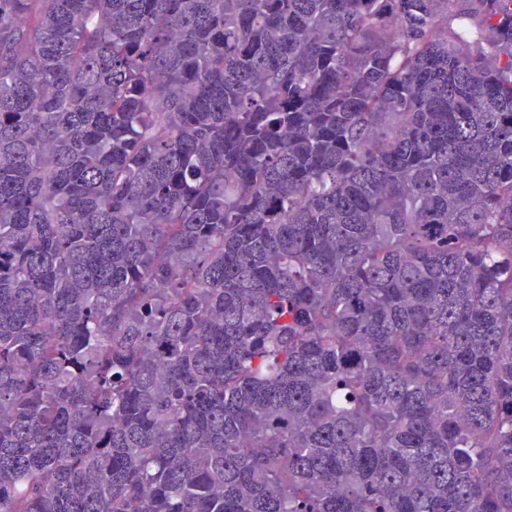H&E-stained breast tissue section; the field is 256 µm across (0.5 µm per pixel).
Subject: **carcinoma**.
<instances>
[{
  "mask_svg": "<svg viewBox=\"0 0 512 512\" xmlns=\"http://www.w3.org/2000/svg\"><path fill=\"white\" fill-rule=\"evenodd\" d=\"M0 512H512V0H0Z\"/></svg>",
  "mask_w": 512,
  "mask_h": 512,
  "instance_id": "1",
  "label": "carcinoma"
}]
</instances>
